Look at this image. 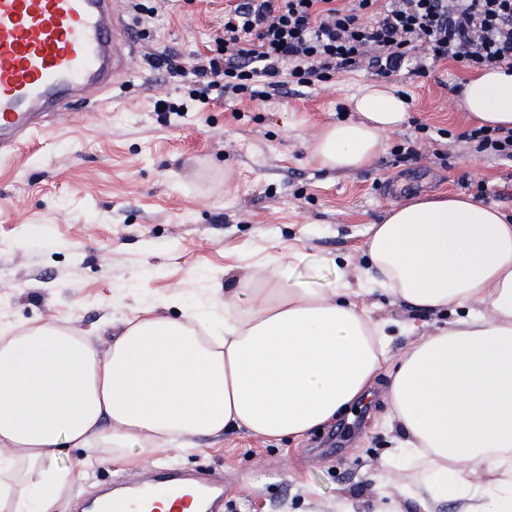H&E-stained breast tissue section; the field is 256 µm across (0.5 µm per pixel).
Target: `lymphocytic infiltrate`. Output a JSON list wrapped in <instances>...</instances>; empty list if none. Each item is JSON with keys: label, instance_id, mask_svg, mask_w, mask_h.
<instances>
[{"label": "lymphocytic infiltrate", "instance_id": "lymphocytic-infiltrate-1", "mask_svg": "<svg viewBox=\"0 0 512 512\" xmlns=\"http://www.w3.org/2000/svg\"><path fill=\"white\" fill-rule=\"evenodd\" d=\"M221 29L192 62L187 99L162 100L163 111L215 96L261 101L362 68L424 75L452 60L512 70V0H236Z\"/></svg>", "mask_w": 512, "mask_h": 512}]
</instances>
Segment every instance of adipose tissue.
Wrapping results in <instances>:
<instances>
[{"mask_svg": "<svg viewBox=\"0 0 512 512\" xmlns=\"http://www.w3.org/2000/svg\"><path fill=\"white\" fill-rule=\"evenodd\" d=\"M480 123L512 128V73L487 68L463 87ZM352 118L315 133L323 168L372 165L404 124L395 86L367 83ZM368 266L334 282L293 274L294 249L252 266L224 292L216 322L174 295L112 326L99 342L69 325L0 334V512H56L75 480L67 449L122 461L131 448H194L239 431L297 439L335 420L386 374L387 426L398 479L381 460V491L339 512H512V221L463 193L418 197L366 229ZM445 316L397 354L401 321L376 320L365 299Z\"/></svg>", "mask_w": 512, "mask_h": 512, "instance_id": "ef3b65f1", "label": "adipose tissue"}]
</instances>
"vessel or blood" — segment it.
I'll use <instances>...</instances> for the list:
<instances>
[{
	"label": "vessel or blood",
	"mask_w": 512,
	"mask_h": 512,
	"mask_svg": "<svg viewBox=\"0 0 512 512\" xmlns=\"http://www.w3.org/2000/svg\"><path fill=\"white\" fill-rule=\"evenodd\" d=\"M131 46L116 0H0V156L41 131L42 115L91 110L132 71ZM137 490L100 512H201L223 488L165 472Z\"/></svg>",
	"instance_id": "b4317fda"
}]
</instances>
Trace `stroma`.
I'll return each mask as SVG.
<instances>
[{
  "label": "stroma",
  "instance_id": "35a3bbf8",
  "mask_svg": "<svg viewBox=\"0 0 512 512\" xmlns=\"http://www.w3.org/2000/svg\"><path fill=\"white\" fill-rule=\"evenodd\" d=\"M234 0H166L151 26L132 27L137 50H164L181 65L207 52ZM472 70L453 61L389 84L407 93L409 119L389 133L374 164L336 173L311 159L306 138L339 119L374 73L265 101L221 99L184 117L155 109L178 97L179 79L136 63L101 106L50 117L15 154L0 158V330L66 321L96 336L114 321L179 291L224 315V276L295 245L294 272L336 277V256L365 266L364 232L389 207L417 196L462 192L512 217V162L463 139L474 122L459 105ZM378 398L298 440L265 442L239 432L133 464L103 456L81 468L58 512H86L103 486L146 480L173 465L218 480L210 512H336L378 490L376 464L391 451Z\"/></svg>",
  "mask_w": 512,
  "mask_h": 512
}]
</instances>
